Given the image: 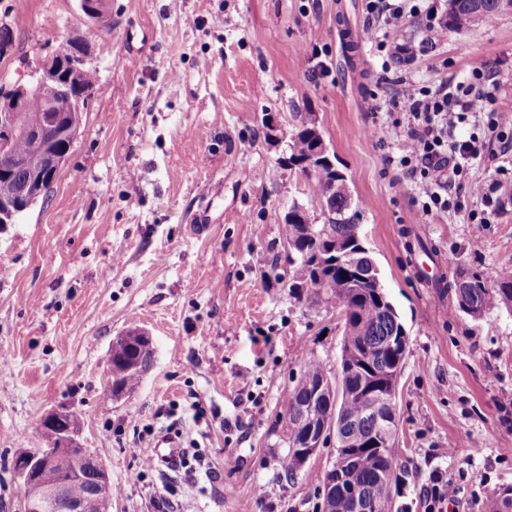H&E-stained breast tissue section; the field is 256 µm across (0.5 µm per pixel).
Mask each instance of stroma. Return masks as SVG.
<instances>
[{
	"label": "stroma",
	"instance_id": "35a3bbf8",
	"mask_svg": "<svg viewBox=\"0 0 512 512\" xmlns=\"http://www.w3.org/2000/svg\"><path fill=\"white\" fill-rule=\"evenodd\" d=\"M367 0H110L88 22L78 0H0L12 44L0 84L72 33L91 46L97 86L46 201L0 224V512H23L12 460L41 448L50 409L81 416V441L115 490L112 512H318L336 456L318 450L287 478L285 399L311 358L339 362L343 324L329 303L291 294L284 215L324 223L311 174L290 165L315 119L345 175L360 235L408 333L398 381L402 512H427L431 471L456 483L447 512H486L512 487V311L475 320L430 281L455 269L512 268V158L451 176L448 197L499 179L489 223L460 214L414 220L386 159L407 147L383 92L493 71L512 112V14L445 30L409 60L366 41ZM274 116L279 142L264 120ZM148 330L152 367L108 395L113 340ZM182 431L186 466L148 468L160 429ZM449 446L441 454V446ZM237 460L225 466V458Z\"/></svg>",
	"mask_w": 512,
	"mask_h": 512
}]
</instances>
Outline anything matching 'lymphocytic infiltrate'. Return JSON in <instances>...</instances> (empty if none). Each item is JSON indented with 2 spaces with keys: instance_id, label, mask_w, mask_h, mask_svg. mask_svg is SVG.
Here are the masks:
<instances>
[{
  "instance_id": "lymphocytic-infiltrate-1",
  "label": "lymphocytic infiltrate",
  "mask_w": 512,
  "mask_h": 512,
  "mask_svg": "<svg viewBox=\"0 0 512 512\" xmlns=\"http://www.w3.org/2000/svg\"><path fill=\"white\" fill-rule=\"evenodd\" d=\"M369 11L372 20L368 31L377 37L379 47L409 58L416 56L418 47L414 42L400 41L406 24L415 19L424 21L426 31L432 33L444 22L436 0H369ZM498 89L492 75L482 70L473 71L469 80L443 81L433 88L403 77L395 80L389 103L393 111L403 115L410 140L405 154L397 160L407 173L401 189L426 196L418 220L427 221L433 211L448 208V184L441 171L449 167L457 173L480 158L479 145L455 136L459 124L476 113L478 105L486 107L484 127L489 141L498 142L501 153L512 151V113L495 109Z\"/></svg>"
}]
</instances>
